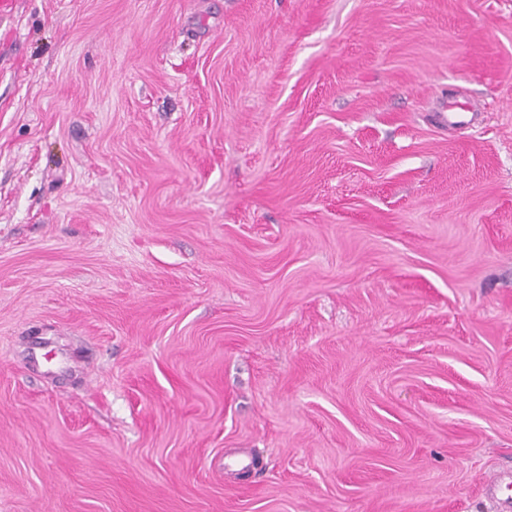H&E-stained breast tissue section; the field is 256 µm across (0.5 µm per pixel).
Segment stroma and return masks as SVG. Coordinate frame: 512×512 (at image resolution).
<instances>
[{
	"instance_id": "obj_1",
	"label": "stroma",
	"mask_w": 512,
	"mask_h": 512,
	"mask_svg": "<svg viewBox=\"0 0 512 512\" xmlns=\"http://www.w3.org/2000/svg\"><path fill=\"white\" fill-rule=\"evenodd\" d=\"M494 472L512 0H15L0 512H512Z\"/></svg>"
}]
</instances>
